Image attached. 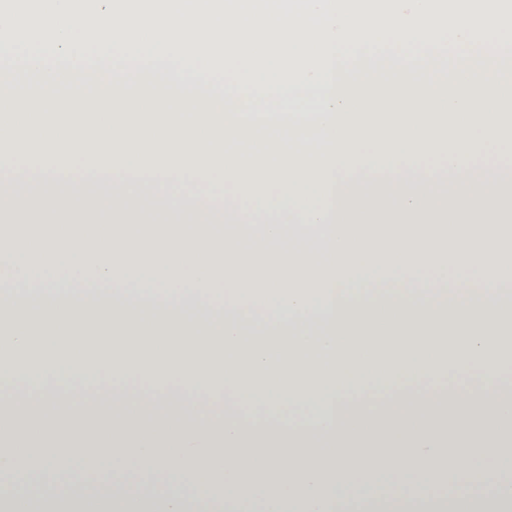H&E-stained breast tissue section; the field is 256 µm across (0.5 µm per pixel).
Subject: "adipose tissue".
<instances>
[{
	"label": "adipose tissue",
	"instance_id": "1",
	"mask_svg": "<svg viewBox=\"0 0 512 512\" xmlns=\"http://www.w3.org/2000/svg\"><path fill=\"white\" fill-rule=\"evenodd\" d=\"M0 275V351L23 355L35 328L54 345L47 375L14 378L0 363V474L45 481L90 455L100 494L59 492L48 512H212L195 484L220 488L225 512L244 496L263 512H512V385L499 342L512 333V251L353 254L318 263L254 265L74 255H12ZM231 295L217 299L216 282ZM153 340L149 394L91 399L84 359L125 376L129 345ZM383 371H374L376 359ZM465 377L442 392L420 381ZM383 387L372 404L354 386ZM235 401L267 395L271 412L319 398L314 430L249 427ZM477 477L482 496L415 492L417 468ZM398 489L365 497L370 475ZM185 493L149 497L157 474Z\"/></svg>",
	"mask_w": 512,
	"mask_h": 512
}]
</instances>
